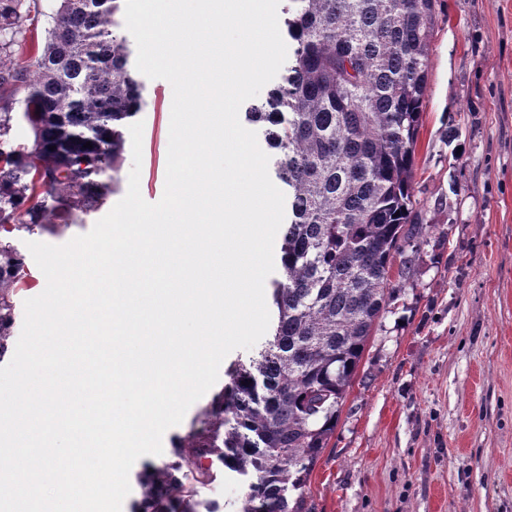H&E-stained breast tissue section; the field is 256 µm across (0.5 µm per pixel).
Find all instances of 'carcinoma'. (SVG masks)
<instances>
[{
	"instance_id": "carcinoma-1",
	"label": "carcinoma",
	"mask_w": 512,
	"mask_h": 512,
	"mask_svg": "<svg viewBox=\"0 0 512 512\" xmlns=\"http://www.w3.org/2000/svg\"><path fill=\"white\" fill-rule=\"evenodd\" d=\"M59 2L41 44L26 25L36 0H0V33L29 34L0 41L12 57L0 91L23 90L32 131L30 142L14 141L0 107V358L27 277L14 233L48 228L50 200L98 208L141 106L118 33L121 0ZM286 15L285 74L245 109L288 190L269 336L249 363L225 370L224 387L173 444L174 460L143 477L140 512H220L189 503L209 476L193 470L200 458L242 478L240 512H302L308 476L396 290L394 257L403 280L414 265L407 224L437 0H289ZM28 54L33 71L20 63Z\"/></svg>"
}]
</instances>
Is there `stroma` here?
Instances as JSON below:
<instances>
[{"instance_id": "stroma-1", "label": "stroma", "mask_w": 512, "mask_h": 512, "mask_svg": "<svg viewBox=\"0 0 512 512\" xmlns=\"http://www.w3.org/2000/svg\"><path fill=\"white\" fill-rule=\"evenodd\" d=\"M438 12L412 184L415 266L369 340L304 512H512V0H440ZM141 83L140 192L155 203L173 90ZM102 216L74 211L62 231H21L14 244L62 245ZM205 405L164 433L161 455L134 463L122 512ZM243 495L217 463L197 493L222 512H239Z\"/></svg>"}]
</instances>
